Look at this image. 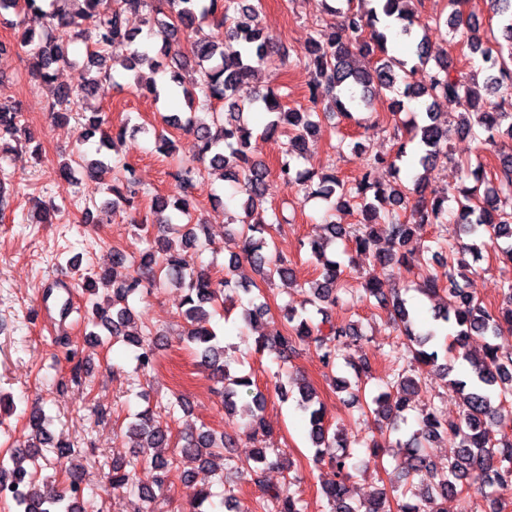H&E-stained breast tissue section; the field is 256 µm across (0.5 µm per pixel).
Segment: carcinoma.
Returning a JSON list of instances; mask_svg holds the SVG:
<instances>
[{
	"label": "carcinoma",
	"instance_id": "1",
	"mask_svg": "<svg viewBox=\"0 0 512 512\" xmlns=\"http://www.w3.org/2000/svg\"><path fill=\"white\" fill-rule=\"evenodd\" d=\"M58 2L51 0V10L47 11L45 0H0L1 16L23 8L49 19V26L58 32L53 39L29 30L17 36V45L26 49L33 60V74L46 84L54 82L58 68L70 63L71 42L82 40L92 44L87 52L90 76L75 89L58 88L51 104L52 117L62 119L76 102L101 96L112 80L107 59L113 49L132 45L128 69L134 70L147 61L151 69L169 73L172 87L180 89L191 113L185 117L168 114L162 117V122L191 135L195 144L193 161L172 173L175 200L154 195L149 211L136 221L139 230L158 228L153 244L137 253H112L113 266L131 267L133 274L113 286L112 300L107 305L93 307V325L106 330L112 338L135 346L137 369L144 372L154 366L161 334L152 332L147 325L139 332L132 329L136 313L130 301L145 288L174 286L185 290L181 313L184 335L200 364L211 370L214 381L220 384L217 393L224 403V412L231 415L242 411L247 418L246 427L253 434L267 431L262 416L265 394L256 387L251 374L231 372L226 347L209 325L212 312L208 311L227 302L237 303L247 325L255 324L268 313L262 291L233 283L234 272L243 259L268 283L278 279L291 285L296 281L295 270L288 259L277 254L272 236L282 226L280 215L262 206L268 168L254 160L250 152L251 139L257 131L249 126L246 115L261 110L265 120L260 135L288 139L277 162L278 177L288 185L300 187L309 197L323 199L333 209L357 207L364 223L350 227L333 220L324 225L325 237L308 242L317 273L308 282L313 295L308 304L316 307L320 321L307 316L306 309L299 310L287 302L281 307L283 332L258 337L256 346L269 348L278 358L288 361L298 354L300 344L313 340L324 366L335 367L342 356L341 347L360 342L362 332L354 324L338 327L329 317L328 307L351 289L341 281L340 263L330 258L328 249L340 239L351 243L355 252L366 254L383 237L390 247L376 254L380 264L398 269L412 265L426 268L432 262L437 265L426 273L419 291L428 298L442 299V306L434 309L433 320L454 330L449 346L451 359L465 363L463 376L449 381V386L461 396L462 415L446 418L435 407L421 411L417 428L405 444V460L398 465L409 480L408 487L394 499L382 490L363 503L350 501L348 455L335 452L347 447V441L341 430H331L313 386L298 376L276 384L284 399L288 398V389L297 390V405L307 423V438L315 448L313 460L318 464L325 462L332 469L333 478L321 488L330 505L329 512H441L438 501L450 496L462 500L460 512H473L468 495L472 485L511 490L512 438L491 439L489 426L512 405V358L499 356L495 343L505 334L512 335V284L505 290L501 305L488 307L468 291V273L471 261L478 259L481 245L487 239L495 242L502 258L512 263V97L503 92L512 87V0H492L494 14L502 18V23L501 37L495 36L491 42L481 36L479 23L464 15L461 0H448L450 13L446 20L435 21L436 31L443 26L448 29L449 42L481 56L485 64L481 81L462 71L457 59L447 48L433 42L429 32L412 36L414 0H345L344 8L330 4V0H320L323 14L331 21L325 23L326 31L318 30L309 39L298 54V61L310 74V102H326L324 112L287 108L281 104L280 95L261 87L256 88L248 102L237 97L239 86L255 77L259 67L275 56L283 64L290 59L289 52L276 51L268 44L259 26L244 25L232 15L241 11L255 16L261 8L259 2L140 0L149 20L158 27V48L137 41L138 32L128 27L124 16L126 0H82L81 9L75 14L56 7ZM382 15L396 21V34L413 37L403 60L389 55L388 34L380 26ZM209 20L216 23L219 33L204 31L203 25ZM188 30L195 33V39L186 53L181 49L179 34ZM359 56L375 58L374 65L369 69L359 67ZM419 68L428 70V81L423 85L412 81ZM388 93L423 108L405 124L403 134H393L389 151L372 154L366 167L351 181L334 172L319 175L302 166L306 160V139L319 130L322 121L337 116L349 118L355 107L374 112L380 97ZM439 99L454 101L462 109L456 131L477 142L480 151L475 159L456 161L451 157V131L434 112ZM215 102L223 104L227 111L213 109L206 118L192 112L196 104L210 107ZM21 116L20 103H0V160L13 149L12 143L32 141L21 124ZM493 155L499 159V169L492 181L481 172L484 160ZM439 161L451 164L455 171L454 183L443 192L427 193L421 175L410 185L400 182L389 187L373 178L374 170L381 166L397 174L399 162L426 170ZM206 162L223 169L224 179L234 183L242 194L239 213L230 217L234 227L226 232L236 250L230 252L224 278L220 280L193 266L189 255L199 243L198 233L205 232V225L196 216L192 190L201 177L199 165ZM76 165L93 173L107 169L101 160L87 163L82 156L70 157L62 163L60 179L69 181ZM111 191L115 196L114 210L122 203L132 205L139 197L142 189L131 167L124 166L115 175ZM407 211L408 220L402 218ZM450 216L469 242L459 240L447 245L448 255L444 258L429 247L417 255L404 251L409 239L425 225L443 227ZM428 252L432 257H426ZM368 297L386 310L390 322L406 337L411 360L421 367L437 368L443 379L448 377L454 364L439 362V351L433 346L435 330L417 318L397 289L380 281H369L359 294L362 300ZM475 338L483 341L479 355L468 350ZM354 370L356 381L342 380L340 388L355 386L356 397L362 399V413L373 418L378 429L399 431L412 411L411 395L420 387L419 374L403 368L387 383L386 390L369 398L361 380L368 366L363 364ZM24 414L32 435L11 450L9 462L0 461V488L25 483L24 491L11 496L20 512H78L76 489L83 478L81 468L71 463L74 450L53 440L42 408L34 405L25 409ZM127 433L139 452L125 463H112L105 473L107 484L151 499L155 498L153 491H166L177 466L176 456L208 465L223 457L224 449L232 445L225 435L218 436L201 427L183 436L182 444L168 458L164 450L171 445V432L148 408L128 424ZM441 437L458 441V448L455 457L440 469L425 453V446ZM47 446L55 449L57 462L65 465L66 473L61 489L49 493L41 491L29 469L36 465L39 449ZM140 467L150 470V483L136 481ZM423 471L434 473L437 481L430 489L417 490L412 479ZM270 505L275 512H306L302 500L284 489L266 493L263 508Z\"/></svg>",
	"mask_w": 512,
	"mask_h": 512
}]
</instances>
